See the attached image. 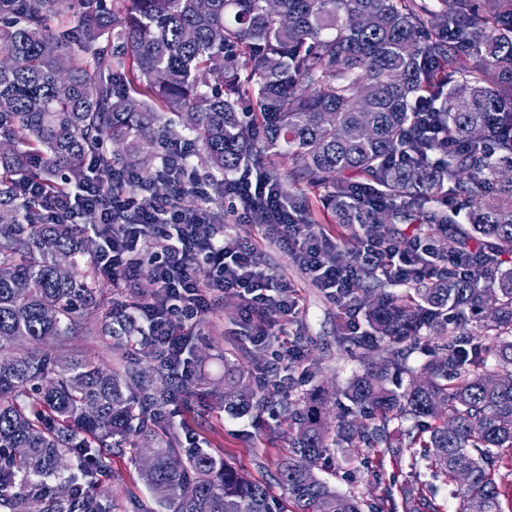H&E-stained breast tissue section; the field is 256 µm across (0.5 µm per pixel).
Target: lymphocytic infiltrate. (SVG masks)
Instances as JSON below:
<instances>
[{"label": "lymphocytic infiltrate", "instance_id": "1", "mask_svg": "<svg viewBox=\"0 0 512 512\" xmlns=\"http://www.w3.org/2000/svg\"><path fill=\"white\" fill-rule=\"evenodd\" d=\"M227 196L244 201V218L264 235L276 236L293 259L312 275L320 288L336 302L345 303L355 285L357 267L327 262L331 245L324 233L288 217L280 197L248 179L224 184ZM46 205L68 215L93 212L97 221L112 227V238L99 257L102 271L111 273L114 285L132 288L142 272H149L156 285L151 299L142 301L136 316L146 328L138 344L151 347L158 364L173 371L181 387H188L194 369L187 354L193 339L192 319L212 309L221 295L232 293L243 302L249 341L264 345L271 335L266 323L270 309L293 319L300 304L288 283L263 267L247 239L221 224L210 227L206 248H198L194 227L203 223V213H188L175 206L146 201L143 195H114L109 208H101L96 188L49 195ZM128 213L133 220L116 224L113 213ZM362 264L371 266L387 280H406L420 249L414 242L399 243L377 236L367 237L358 251Z\"/></svg>", "mask_w": 512, "mask_h": 512}]
</instances>
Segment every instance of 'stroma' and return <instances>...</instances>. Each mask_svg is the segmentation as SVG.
Masks as SVG:
<instances>
[{
	"mask_svg": "<svg viewBox=\"0 0 512 512\" xmlns=\"http://www.w3.org/2000/svg\"><path fill=\"white\" fill-rule=\"evenodd\" d=\"M219 205L226 223L235 224L237 232L252 241L261 260L276 276L293 285L302 300L301 312L289 326L288 335L301 348L300 368L312 371L313 376L302 379L299 390L322 384L343 391L354 374L363 372L364 365L337 332L336 302L316 287L276 240L252 226L236 224L230 197H223ZM241 310L240 298L228 294L214 311L198 315L194 325L195 362L202 367V375L191 387L188 399L166 406L164 412L168 425L178 436L193 434L201 448L223 457L248 479H269L279 460L288 454L285 426L258 409L243 416L230 415L216 407L213 397L224 386L225 358L244 357L248 350L243 339ZM86 326L87 333L50 343V351L75 357L88 355L105 368H112L113 359L104 338L90 333L94 321H87ZM329 453L332 467L325 472V479L340 493L356 497L366 505L380 506L388 496L394 504H401L400 485L419 480L435 486L441 512H456L458 508L453 487L433 477L425 465H412L411 449H404L400 462L383 465L378 462V450L356 448L341 441L331 442ZM94 491L107 498L110 512H134L129 493H136L143 500L149 497L127 452L113 457L109 474Z\"/></svg>",
	"mask_w": 512,
	"mask_h": 512,
	"instance_id": "1",
	"label": "stroma"
}]
</instances>
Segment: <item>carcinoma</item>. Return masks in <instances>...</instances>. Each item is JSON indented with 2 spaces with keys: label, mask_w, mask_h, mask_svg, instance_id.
Returning a JSON list of instances; mask_svg holds the SVG:
<instances>
[{
  "label": "carcinoma",
  "mask_w": 512,
  "mask_h": 512,
  "mask_svg": "<svg viewBox=\"0 0 512 512\" xmlns=\"http://www.w3.org/2000/svg\"><path fill=\"white\" fill-rule=\"evenodd\" d=\"M64 0H0V508L109 512L90 492L125 448L150 493L140 512H274L270 486L242 477L179 437L152 413L175 391L164 372L129 356L131 304L105 302L91 236L45 208L89 181L101 202L168 192L164 147L186 138L214 182L243 171L263 181L301 224L331 211L352 224L355 186L379 195L361 220L462 257L512 253V0H86L75 25ZM112 39L106 54L93 52ZM152 93L138 97L139 88ZM108 143L121 150L105 149ZM290 189H285L283 183ZM453 195L459 210L444 204ZM396 294L371 268L353 289L369 336L344 338L369 365L342 391L361 421L338 419L343 441L397 460L413 449L454 484L458 512H502L496 468L512 472V268L461 279L415 276ZM110 339L119 367L41 352L74 335L83 311ZM434 354L409 364L421 332ZM485 338L491 345L482 347ZM260 361L224 362V411L270 402ZM408 377L387 384L390 371ZM318 388L278 401L291 450L277 465L291 512H364L315 472L329 448ZM153 445L150 463L140 444ZM413 512H440L432 489H408Z\"/></svg>",
  "instance_id": "1"
}]
</instances>
